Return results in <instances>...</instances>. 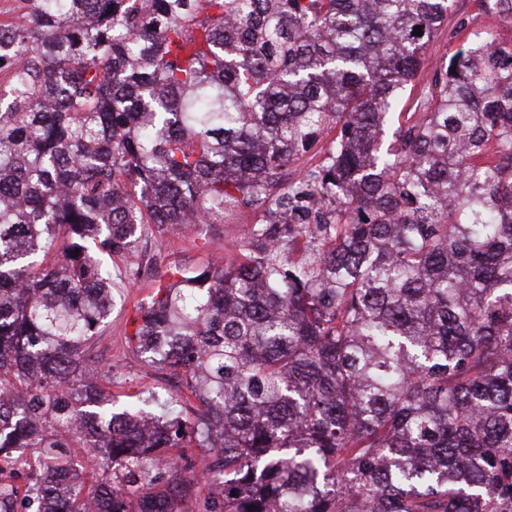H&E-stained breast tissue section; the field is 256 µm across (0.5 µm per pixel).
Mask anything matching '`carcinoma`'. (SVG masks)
I'll return each instance as SVG.
<instances>
[{
    "label": "carcinoma",
    "instance_id": "carcinoma-1",
    "mask_svg": "<svg viewBox=\"0 0 512 512\" xmlns=\"http://www.w3.org/2000/svg\"><path fill=\"white\" fill-rule=\"evenodd\" d=\"M21 3L0 25L22 61L0 65V512H178L186 466L144 468L168 448L209 449L205 512H512V43L475 29L512 0L448 30L388 147L452 0ZM304 196L317 222L256 224L137 309L181 410L112 405L87 370L106 258ZM446 49H448V31L447 38L445 35H441L434 43H432L428 53L426 54L424 67L421 73L422 75L415 79L412 85L407 87L403 100L404 106L402 112H404V114L400 116V121H403L404 116L407 115V112H409V116L413 113V109H409L412 107L416 98L419 97L423 86L426 85L428 80H431L435 69V64L444 54V52H446ZM336 135V131L327 130L322 133L319 142L311 148L310 151L303 154L301 157L290 162L282 171L279 176L281 185H288L297 179L299 172L308 167L314 166L321 158V150L324 149L329 141Z\"/></svg>",
    "mask_w": 512,
    "mask_h": 512
}]
</instances>
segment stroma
<instances>
[{
  "instance_id": "35a3bbf8",
  "label": "stroma",
  "mask_w": 512,
  "mask_h": 512,
  "mask_svg": "<svg viewBox=\"0 0 512 512\" xmlns=\"http://www.w3.org/2000/svg\"><path fill=\"white\" fill-rule=\"evenodd\" d=\"M265 221L261 210L245 207L234 223L212 225L205 244L193 243L173 229H153L140 238L133 252L113 256L115 303L93 352L94 366L107 374L113 399L126 404L149 396L161 402L178 398L184 388V375L152 366L134 349L131 335L135 309L147 303L150 282L166 276L171 267H200L214 257L234 254L247 228Z\"/></svg>"
}]
</instances>
